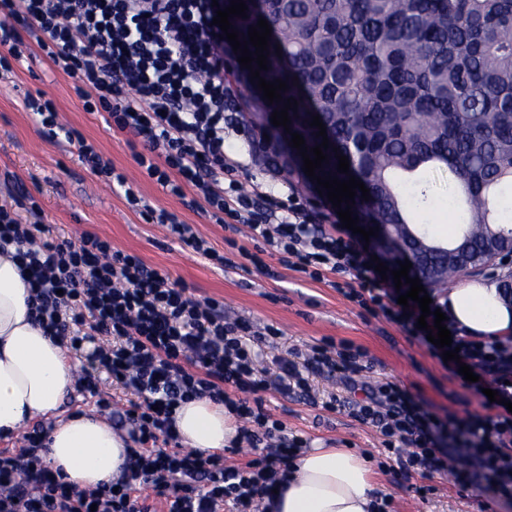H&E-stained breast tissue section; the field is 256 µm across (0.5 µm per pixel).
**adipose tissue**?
<instances>
[{
	"mask_svg": "<svg viewBox=\"0 0 512 512\" xmlns=\"http://www.w3.org/2000/svg\"><path fill=\"white\" fill-rule=\"evenodd\" d=\"M30 288L11 253H0V435L19 433L32 419L51 420L47 459L79 490L117 478L127 461L124 437L103 420L75 415L56 420L74 377L60 340L46 336L30 316ZM448 319L466 335L512 339V301L496 283L470 280L445 289ZM175 427L183 444L223 449L234 438L233 417L209 398L182 404ZM273 512H371L376 474L345 448H315L301 456L283 483Z\"/></svg>",
	"mask_w": 512,
	"mask_h": 512,
	"instance_id": "ef3b65f1",
	"label": "adipose tissue"
}]
</instances>
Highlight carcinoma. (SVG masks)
Instances as JSON below:
<instances>
[{"label": "carcinoma", "mask_w": 512, "mask_h": 512, "mask_svg": "<svg viewBox=\"0 0 512 512\" xmlns=\"http://www.w3.org/2000/svg\"><path fill=\"white\" fill-rule=\"evenodd\" d=\"M247 17L229 19L248 40L264 16L272 28L260 77L287 82L268 104L240 53L224 42L233 76L250 90L249 112L297 101L326 126L329 163L316 175L369 189L356 192L352 216L381 225L380 248L409 253L419 270L443 267L437 286L461 274L456 253L473 268L487 243L512 245V0H246ZM282 56H277V53ZM308 154L323 137L312 118L290 116ZM348 157L337 171L335 154ZM448 171V206L461 224L443 243L415 227L413 212L432 203L422 175Z\"/></svg>", "instance_id": "carcinoma-1"}]
</instances>
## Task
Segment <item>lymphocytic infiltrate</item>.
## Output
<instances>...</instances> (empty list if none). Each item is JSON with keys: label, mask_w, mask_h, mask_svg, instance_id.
I'll use <instances>...</instances> for the list:
<instances>
[{"label": "lymphocytic infiltrate", "mask_w": 512, "mask_h": 512, "mask_svg": "<svg viewBox=\"0 0 512 512\" xmlns=\"http://www.w3.org/2000/svg\"><path fill=\"white\" fill-rule=\"evenodd\" d=\"M0 13L10 18L0 24V73H12L25 38H32L72 78L86 111L106 113L110 129L139 140L133 158L142 173L211 223L248 229L254 249L227 241L243 259L263 270L266 256L275 255L313 280L333 274L334 288L350 301L382 313L442 358L417 327L418 303L398 304L394 281L370 268V253L346 229L321 224L295 197L243 188V165L224 149L227 133L242 134L245 124L224 82V41L212 23V0H0ZM25 107L51 140L76 148L91 174L123 189L146 223L166 226L213 265L232 266L191 225L149 205L93 142L61 122L53 101L29 95ZM29 213L25 224L0 205V250L14 247L28 272L37 325L82 355L79 387L95 397L99 411L112 407L99 395L101 376L137 397L124 413L135 447L116 482L77 492L48 466L45 430L33 425L22 448L0 452V512H154L158 505L163 512H268L309 441L289 434L263 395L274 387L309 395V369L338 375L350 396L330 398L325 410L346 403L403 470L426 481L452 469L460 490L484 489L512 508L511 342L452 329L460 358L446 370L469 365L476 379L463 389L478 395L489 388L500 397L484 402V414L464 418L430 410L396 384L358 382L367 353L344 341L312 346L303 365L283 362L274 381L260 358L277 329L259 332L247 320L225 317L223 302L192 298L185 283L98 235L45 238L40 206L31 204ZM204 396L240 418L231 444L254 449L245 464L228 466L222 454L181 446L174 414ZM142 484L152 487L155 504L139 495Z\"/></svg>", "instance_id": "lymphocytic-infiltrate-1"}]
</instances>
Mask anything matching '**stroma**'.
Listing matches in <instances>:
<instances>
[{
	"mask_svg": "<svg viewBox=\"0 0 512 512\" xmlns=\"http://www.w3.org/2000/svg\"><path fill=\"white\" fill-rule=\"evenodd\" d=\"M73 81L51 68L43 52L30 46L14 74L0 79V205L31 196L44 212L53 234L79 238L92 232L111 241L113 248L139 255L148 265L184 281L193 298H217L231 317L248 319L256 328L271 326L279 335L264 346L263 362L277 372L281 359H297L300 352L323 339L345 340L365 349L369 362L362 382H392L409 391L431 410L460 417L482 413L477 395L462 389L427 350L409 339L382 314L366 311L333 288L329 280L314 281L278 258H268V271L254 267L218 269L185 248L159 224L146 223L123 196L97 180L81 164L67 143L46 137L24 107L28 94H44L56 105L60 119L81 136L94 141L104 160L134 180L148 204L178 215L221 252H228L223 227L210 223L202 212L183 208L179 201L143 175L133 159L130 134L108 130L102 113L89 112L72 89ZM228 152L247 165L244 186L263 184L280 196L295 193L312 203L315 193L297 177L268 171L254 162L248 144L227 141ZM432 207L418 210L417 224L442 233L448 223L449 173L430 176ZM310 399L280 391L265 393L267 409L295 434L309 438L314 448H347L364 456L379 476L380 492L391 495L392 512H493L489 494L478 489L459 491L451 472L434 476L432 494L419 496V475L403 478L383 465L382 445L375 430L360 423L349 409L329 412L322 404L349 392L336 375H309Z\"/></svg>",
	"mask_w": 512,
	"mask_h": 512,
	"instance_id": "stroma-1",
	"label": "stroma"
}]
</instances>
